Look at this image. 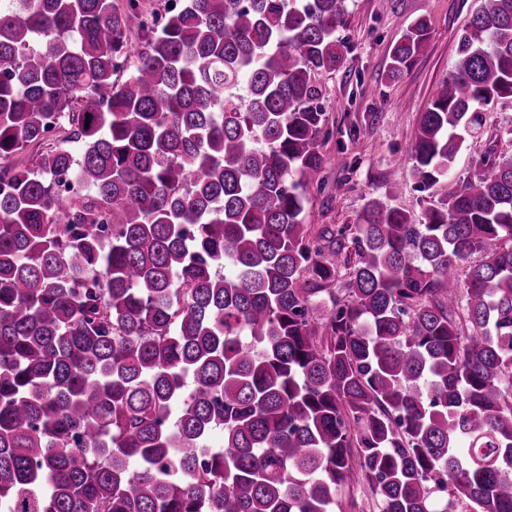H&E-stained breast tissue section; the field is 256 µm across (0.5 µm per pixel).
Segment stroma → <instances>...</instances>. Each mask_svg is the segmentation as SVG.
I'll use <instances>...</instances> for the list:
<instances>
[{
	"instance_id": "stroma-1",
	"label": "stroma",
	"mask_w": 512,
	"mask_h": 512,
	"mask_svg": "<svg viewBox=\"0 0 512 512\" xmlns=\"http://www.w3.org/2000/svg\"><path fill=\"white\" fill-rule=\"evenodd\" d=\"M477 5L478 0H347V22L338 31L346 60L321 78L328 115L322 150L334 162L322 185L308 192L306 223H356L373 197L421 217L430 201L444 197L449 182L473 175L480 155L512 148V100L502 99L491 108L483 136L459 154L449 182L420 192L410 175L408 149L419 114L451 70L457 41ZM419 17L430 20V38L413 66L390 79V46Z\"/></svg>"
}]
</instances>
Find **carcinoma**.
Returning <instances> with one entry per match:
<instances>
[{
  "mask_svg": "<svg viewBox=\"0 0 512 512\" xmlns=\"http://www.w3.org/2000/svg\"><path fill=\"white\" fill-rule=\"evenodd\" d=\"M8 2L0 512H334L360 481L380 512H512V154L420 222L371 198L352 258L304 223L346 0H184L135 46L137 0ZM505 98L512 0H480L419 116V190ZM51 140L80 153L12 161Z\"/></svg>",
  "mask_w": 512,
  "mask_h": 512,
  "instance_id": "cac0c4a2",
  "label": "carcinoma"
}]
</instances>
